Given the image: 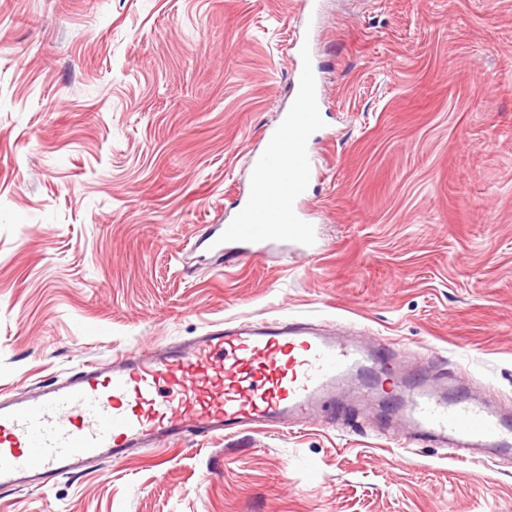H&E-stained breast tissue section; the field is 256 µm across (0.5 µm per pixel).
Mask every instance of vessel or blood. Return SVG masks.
Instances as JSON below:
<instances>
[{"label": "vessel or blood", "mask_w": 512, "mask_h": 512, "mask_svg": "<svg viewBox=\"0 0 512 512\" xmlns=\"http://www.w3.org/2000/svg\"><path fill=\"white\" fill-rule=\"evenodd\" d=\"M294 107L265 134L249 201L224 226L226 253L261 255L272 243L312 247L304 197L319 161L307 147L317 120L318 78L299 67ZM385 376L380 350L302 321L209 324L185 344L131 348L107 364L83 362L64 379L0 392V490L42 488L65 475L125 460L131 449L179 438H227L283 426L333 398L365 370ZM396 406L405 433L448 449L512 453V416L474 397L466 373L452 382L419 372Z\"/></svg>", "instance_id": "vessel-or-blood-1"}]
</instances>
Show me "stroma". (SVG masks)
<instances>
[{
	"label": "stroma",
	"instance_id": "35a3bbf8",
	"mask_svg": "<svg viewBox=\"0 0 512 512\" xmlns=\"http://www.w3.org/2000/svg\"><path fill=\"white\" fill-rule=\"evenodd\" d=\"M319 79L317 252L193 250ZM329 322L512 411V0H0V389L196 336ZM1 491L0 512H512V455L401 447L380 387Z\"/></svg>",
	"mask_w": 512,
	"mask_h": 512
}]
</instances>
